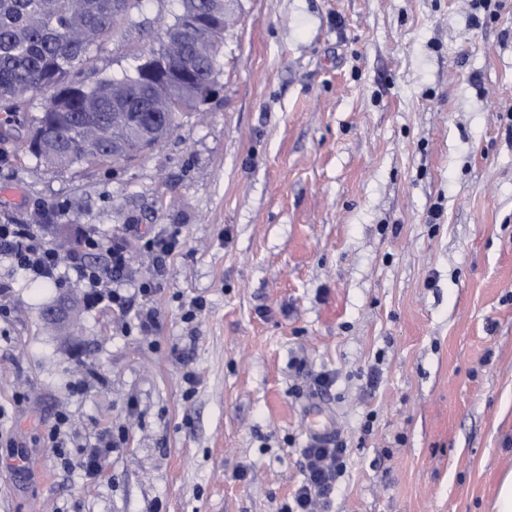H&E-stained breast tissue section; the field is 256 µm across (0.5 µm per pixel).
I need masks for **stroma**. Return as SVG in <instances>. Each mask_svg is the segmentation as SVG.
Segmentation results:
<instances>
[{"label": "stroma", "mask_w": 512, "mask_h": 512, "mask_svg": "<svg viewBox=\"0 0 512 512\" xmlns=\"http://www.w3.org/2000/svg\"><path fill=\"white\" fill-rule=\"evenodd\" d=\"M178 9L138 0L83 79L132 73ZM39 107L0 138V216L65 207L49 244H121L154 293L83 305L66 346L40 311L82 284L0 260V512H280L313 410L347 442L331 512H492L512 469V0H231L215 94L128 164L40 162ZM134 224L178 249L156 262Z\"/></svg>", "instance_id": "35a3bbf8"}]
</instances>
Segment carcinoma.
I'll use <instances>...</instances> for the list:
<instances>
[{
  "label": "carcinoma",
  "mask_w": 512,
  "mask_h": 512,
  "mask_svg": "<svg viewBox=\"0 0 512 512\" xmlns=\"http://www.w3.org/2000/svg\"><path fill=\"white\" fill-rule=\"evenodd\" d=\"M180 3L133 74L89 86L75 81L76 68L90 62L94 46L116 30L135 0H0V110L14 118L36 95L53 90L31 118L48 140L40 146L31 139L26 150L58 167L110 162L112 136L136 135L133 128L112 129L113 101L130 112L168 113L171 132L182 112L205 103L224 58V14L198 28L193 16L208 9V0Z\"/></svg>",
  "instance_id": "cac0c4a2"
}]
</instances>
